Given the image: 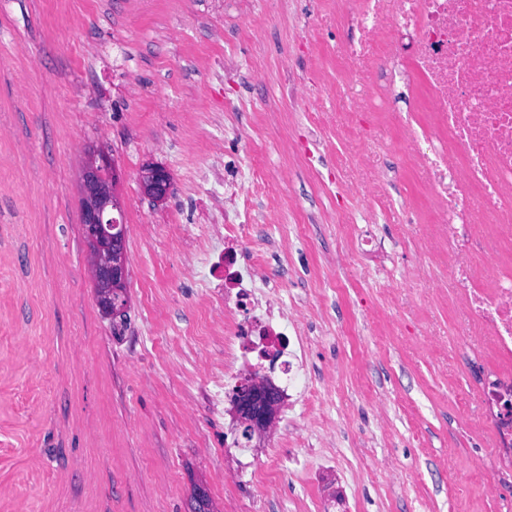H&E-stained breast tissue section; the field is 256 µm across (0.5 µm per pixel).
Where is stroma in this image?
I'll return each instance as SVG.
<instances>
[{
  "mask_svg": "<svg viewBox=\"0 0 512 512\" xmlns=\"http://www.w3.org/2000/svg\"><path fill=\"white\" fill-rule=\"evenodd\" d=\"M326 5L290 0V24L278 0H229L217 11L211 0H0V512H192L197 487L211 512H224L228 489L257 512H512V485L482 493L476 467L493 448L458 426L455 393L472 389L479 368L448 344L449 383L433 338L452 314L412 276L418 242L386 221L414 201L417 183L400 168L395 135L376 133L392 180L369 224L343 145L329 138L292 162L281 150L291 134L256 120L282 99L281 85L261 78L274 58L305 36L335 54ZM228 52L240 61L231 74ZM130 81L138 100L124 96ZM86 82L95 97L75 95ZM224 107L241 130L230 142L208 123ZM213 141L242 172L278 179L299 210L336 204L356 219L350 238L341 225L294 215L258 228L259 239L288 241L270 265L284 272L283 300L311 299L318 375L303 428L278 418L260 438L287 474L266 487L196 367L200 353L223 357L224 339L206 335L170 236L174 224L195 238L206 231L190 221L184 187ZM95 153L112 163L124 217L127 323L118 331L96 302L82 227L81 177ZM148 164L171 174L163 200L144 192ZM339 249L352 259L341 274L324 263ZM391 294L403 307L387 305ZM368 312L376 320L364 321Z\"/></svg>",
  "mask_w": 512,
  "mask_h": 512,
  "instance_id": "stroma-1",
  "label": "stroma"
}]
</instances>
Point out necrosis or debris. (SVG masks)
<instances>
[{"label":"necrosis or debris","mask_w":512,"mask_h":512,"mask_svg":"<svg viewBox=\"0 0 512 512\" xmlns=\"http://www.w3.org/2000/svg\"><path fill=\"white\" fill-rule=\"evenodd\" d=\"M346 31L336 58L348 64L342 114L326 111L335 96L334 66L319 64L305 109L317 132H333L352 157L357 184L379 176L372 135L386 128L402 144L401 165L418 172L419 206L393 215L411 233L427 225L425 262L414 270L425 294L447 299L454 334L486 369L473 406L459 425L474 442L491 440L494 467L512 471V0H333ZM205 181L223 185L207 194L199 218L206 244L172 238L183 272L199 278L201 299L218 304L211 326L224 336L223 359H202L215 400L233 410L232 385L297 389L305 375L309 339L294 306L263 255L242 259L257 224L281 221L274 183L256 177L252 195L230 179L223 147L211 146ZM221 246L223 265L211 264ZM447 264L448 281L428 267Z\"/></svg>","instance_id":"necrosis-or-debris-1"}]
</instances>
